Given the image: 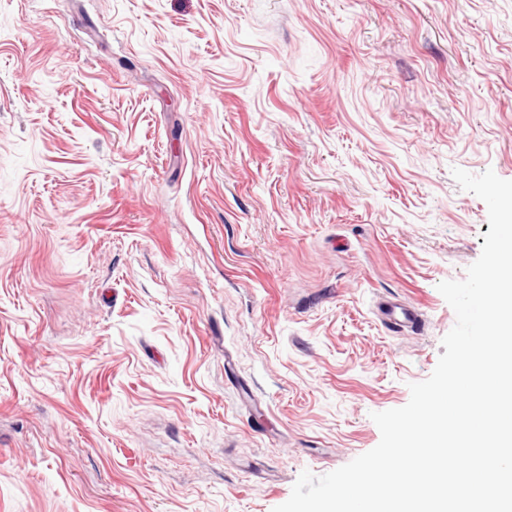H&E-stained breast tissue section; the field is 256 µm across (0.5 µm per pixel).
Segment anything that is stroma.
Segmentation results:
<instances>
[{
	"label": "stroma",
	"instance_id": "35a3bbf8",
	"mask_svg": "<svg viewBox=\"0 0 512 512\" xmlns=\"http://www.w3.org/2000/svg\"><path fill=\"white\" fill-rule=\"evenodd\" d=\"M456 167L512 180V0H0V512H272L376 447L490 230ZM382 320L393 331L404 330L415 332L420 329V319L416 311L396 302H387L380 309Z\"/></svg>",
	"mask_w": 512,
	"mask_h": 512
}]
</instances>
